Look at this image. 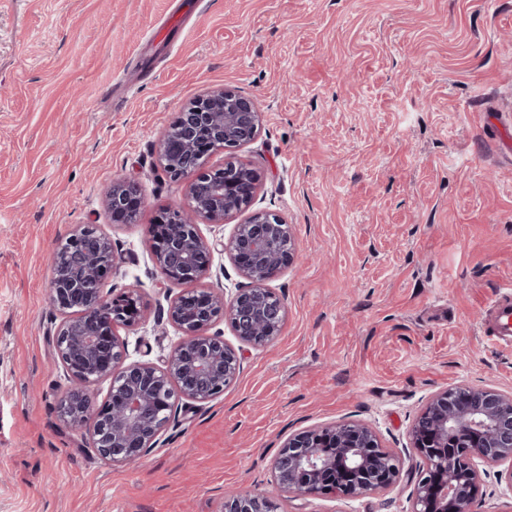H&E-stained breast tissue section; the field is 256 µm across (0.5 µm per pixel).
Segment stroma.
<instances>
[{
	"mask_svg": "<svg viewBox=\"0 0 512 512\" xmlns=\"http://www.w3.org/2000/svg\"><path fill=\"white\" fill-rule=\"evenodd\" d=\"M173 7L0 0V512H224L229 493L271 490L289 435L342 420L380 435L400 481L281 496L280 512H412L424 462L408 429L427 398L512 393V351L481 333L512 282V0H203L185 32L152 39ZM224 86L263 114L237 155L260 177L253 210L292 226L295 260L271 283L287 320L244 347L222 394L177 399L156 447L113 465L60 414L53 258L79 226L110 237L105 295L133 290L148 309L118 336L129 361L163 363L181 288L147 228L187 199L158 144ZM116 179L141 190L135 223L104 207ZM241 221L202 224L215 251L201 286H240L224 244Z\"/></svg>",
	"mask_w": 512,
	"mask_h": 512,
	"instance_id": "obj_1",
	"label": "stroma"
}]
</instances>
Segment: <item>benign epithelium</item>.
<instances>
[{"label": "benign epithelium", "mask_w": 512, "mask_h": 512, "mask_svg": "<svg viewBox=\"0 0 512 512\" xmlns=\"http://www.w3.org/2000/svg\"><path fill=\"white\" fill-rule=\"evenodd\" d=\"M262 112L250 97L223 87L193 101L176 121V135L160 141V164L174 181L188 182L190 210L166 212L149 226L155 264L171 284L198 282L211 265L214 245L199 222L221 224L250 207L259 176L235 155L257 137ZM217 148L228 151L224 167L202 168V158ZM144 204L139 187L115 181L105 192L112 217L126 222ZM75 260L68 269L53 264L49 301L62 315L53 344L69 381L60 407L67 422L89 435L106 461L118 465L139 459L155 447L176 396L205 402L224 392L237 377L242 352L210 335L224 319L237 340L260 347L280 335L287 307L269 283L295 256L291 225L277 214L258 211L234 225L224 244L244 285L231 299L212 288H186L171 303L168 319L183 340L164 366L125 363L126 347L118 327H134L146 307L133 291L111 298L102 293L119 257L112 240L92 225L69 238ZM111 382L108 397L93 404L96 383ZM409 445L428 462L414 486V512H464L483 493L486 467L512 465V393L492 385L457 386L432 394L415 416ZM273 488L266 494L237 492L224 512H264L272 496L333 495L354 498L396 484L399 457L385 448L377 433L359 422L314 427L288 438L273 462Z\"/></svg>", "instance_id": "1"}]
</instances>
